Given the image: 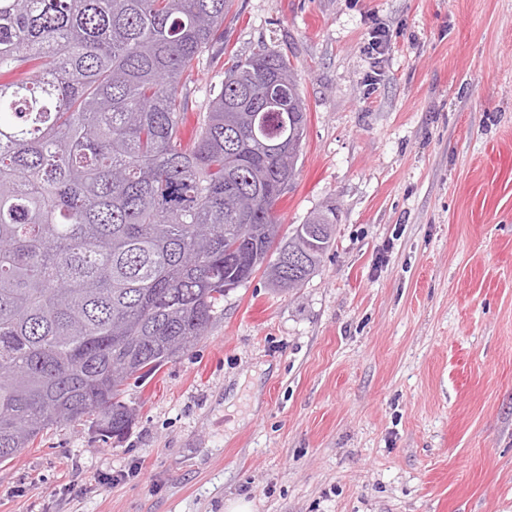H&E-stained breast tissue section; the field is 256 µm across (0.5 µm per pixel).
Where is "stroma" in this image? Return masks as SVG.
Masks as SVG:
<instances>
[{
	"instance_id": "35a3bbf8",
	"label": "stroma",
	"mask_w": 512,
	"mask_h": 512,
	"mask_svg": "<svg viewBox=\"0 0 512 512\" xmlns=\"http://www.w3.org/2000/svg\"><path fill=\"white\" fill-rule=\"evenodd\" d=\"M223 30L224 65L295 66L279 213L335 209L334 245L300 288L229 291L129 389L123 439L48 430L0 469V512H512V0H234ZM223 67L184 76V138Z\"/></svg>"
}]
</instances>
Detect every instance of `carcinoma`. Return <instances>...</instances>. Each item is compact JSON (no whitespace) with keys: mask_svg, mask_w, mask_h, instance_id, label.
Returning a JSON list of instances; mask_svg holds the SVG:
<instances>
[{"mask_svg":"<svg viewBox=\"0 0 512 512\" xmlns=\"http://www.w3.org/2000/svg\"><path fill=\"white\" fill-rule=\"evenodd\" d=\"M233 0H0V464L125 400L205 336L224 284L299 288L336 212L284 228L307 107L264 47L181 133L179 86Z\"/></svg>","mask_w":512,"mask_h":512,"instance_id":"obj_1","label":"carcinoma"}]
</instances>
